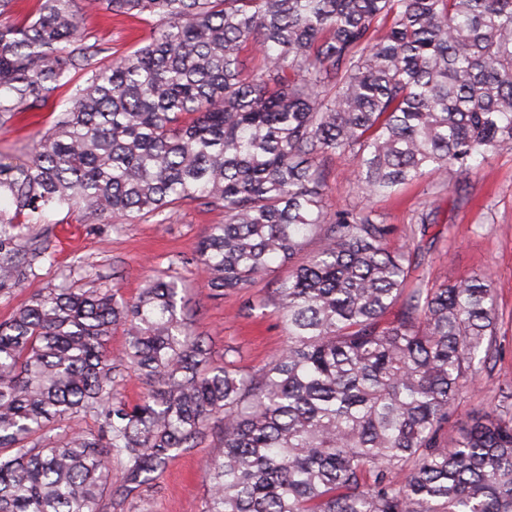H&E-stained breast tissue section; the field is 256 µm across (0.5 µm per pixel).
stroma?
Returning a JSON list of instances; mask_svg holds the SVG:
<instances>
[{
  "mask_svg": "<svg viewBox=\"0 0 512 512\" xmlns=\"http://www.w3.org/2000/svg\"><path fill=\"white\" fill-rule=\"evenodd\" d=\"M83 25L90 41L110 50H134L148 28L145 23L112 17L105 7L86 12ZM52 108L29 112L25 121L0 131V153L25 155L35 135L54 120ZM355 166L352 155L336 156L327 170L329 211L372 208L394 228L395 244L417 246L416 220L427 205H435L434 240L424 269L430 281H457L476 272L490 275L497 296L499 353L483 368L479 381L459 396L448 422L449 436H458L470 415L495 408L502 387L512 385V152L479 159L472 173L455 170L427 174L389 197L366 198L348 181ZM224 221L219 209L185 205L166 220L145 217L118 227L95 217L52 212L30 225V235L50 241L53 262L38 261L35 273L10 298L0 299V320L31 294L60 285L71 276L118 288L123 297L135 296L159 272L178 276L179 295L194 316L193 331L207 336L214 359L225 346L237 347V364L250 372L267 363L286 344L278 313L267 305L269 281L251 288L248 296L214 297L205 288L195 258L199 241L213 224ZM221 449L211 438L175 456L144 485L127 512H203L208 482L205 460Z\"/></svg>",
  "mask_w": 512,
  "mask_h": 512,
  "instance_id": "1",
  "label": "stroma"
}]
</instances>
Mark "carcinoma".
Instances as JSON below:
<instances>
[{"label":"carcinoma","mask_w":512,"mask_h":512,"mask_svg":"<svg viewBox=\"0 0 512 512\" xmlns=\"http://www.w3.org/2000/svg\"><path fill=\"white\" fill-rule=\"evenodd\" d=\"M33 2L20 19L0 0V129L70 95L25 157L0 155V295L52 259L23 233L49 211L126 224L197 202L224 210L196 255L211 295L289 265L267 296L288 342L248 373L234 349L214 364L165 274L131 299L32 294L0 321V512H124L213 434L204 512H512V390L447 436L497 351L489 276L425 284L392 225L326 209L338 155L373 198L512 151V0H109L152 20L111 55L81 26L98 0ZM87 414L96 431L71 426Z\"/></svg>","instance_id":"cac0c4a2"}]
</instances>
